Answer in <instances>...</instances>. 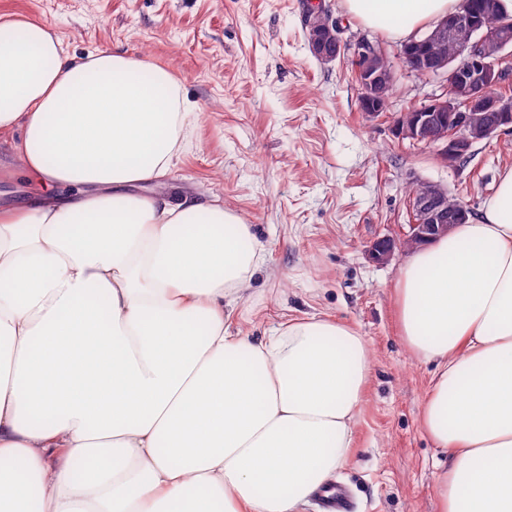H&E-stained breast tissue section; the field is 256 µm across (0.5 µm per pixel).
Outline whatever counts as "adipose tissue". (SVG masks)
<instances>
[{
  "label": "adipose tissue",
  "instance_id": "1",
  "mask_svg": "<svg viewBox=\"0 0 512 512\" xmlns=\"http://www.w3.org/2000/svg\"><path fill=\"white\" fill-rule=\"evenodd\" d=\"M460 0H345L396 39ZM167 69L72 60L0 23V136L35 199L0 206V512H302L346 465L372 359L309 316L245 335L266 249L215 199L138 195L187 148ZM401 335L435 371L421 424L440 512H512V168L481 215L413 251Z\"/></svg>",
  "mask_w": 512,
  "mask_h": 512
}]
</instances>
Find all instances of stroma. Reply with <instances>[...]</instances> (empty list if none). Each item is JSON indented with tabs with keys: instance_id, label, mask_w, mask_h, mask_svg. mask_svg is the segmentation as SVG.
I'll list each match as a JSON object with an SVG mask.
<instances>
[{
	"instance_id": "1",
	"label": "stroma",
	"mask_w": 512,
	"mask_h": 512,
	"mask_svg": "<svg viewBox=\"0 0 512 512\" xmlns=\"http://www.w3.org/2000/svg\"><path fill=\"white\" fill-rule=\"evenodd\" d=\"M307 0H0V17L45 24L69 54L111 49L163 66L199 107L191 145L154 191L215 198L250 224L266 264L239 304L240 327L259 336L309 315L347 323L372 357L354 426L346 484L355 512H439L436 476L448 455L421 427L433 368L403 343L396 279L405 255L385 264L368 249L407 222L413 183L447 186L474 213L512 166V131L446 166L430 149L398 140L400 112L426 103L435 81L396 70L392 103L369 119L352 64L309 51ZM344 38L400 43L324 0Z\"/></svg>"
}]
</instances>
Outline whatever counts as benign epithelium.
<instances>
[{
	"label": "benign epithelium",
	"instance_id": "benign-epithelium-1",
	"mask_svg": "<svg viewBox=\"0 0 512 512\" xmlns=\"http://www.w3.org/2000/svg\"><path fill=\"white\" fill-rule=\"evenodd\" d=\"M310 8L320 16L306 24L311 53L323 63L350 58L361 89L360 104L367 109L365 116H380L378 99L396 81L394 70L375 63V41L366 36L344 39L340 25L322 4H312ZM450 37L455 38L458 46L455 58L425 50L426 45ZM511 51L512 20L496 17L491 6L486 7L483 20L467 10L457 12L442 18L423 40L404 43L400 58L405 67L439 80L442 92L411 108L407 120L394 121V136L429 148L441 163L454 166L472 151L474 139L470 129L475 115L482 119L478 135L486 142L511 127L512 95L499 91L505 83L500 58ZM407 206V231L374 241L369 249L373 261L386 263L397 253L412 251L426 241L448 234L453 223L468 217L470 212L463 199L450 201L448 188L433 183L426 194L410 196Z\"/></svg>",
	"mask_w": 512,
	"mask_h": 512
}]
</instances>
